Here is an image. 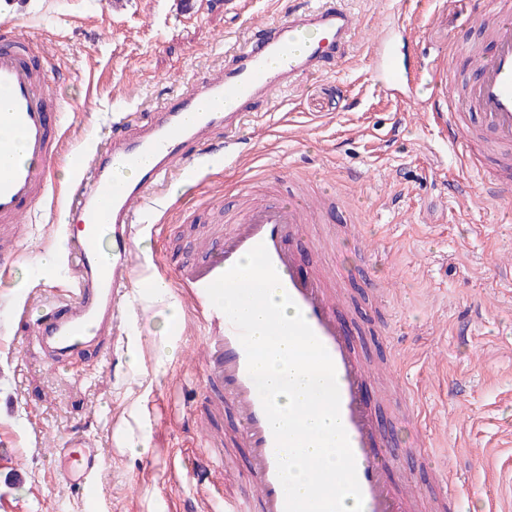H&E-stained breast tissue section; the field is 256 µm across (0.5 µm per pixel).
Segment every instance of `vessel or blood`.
I'll use <instances>...</instances> for the list:
<instances>
[{
  "instance_id": "1",
  "label": "vessel or blood",
  "mask_w": 512,
  "mask_h": 512,
  "mask_svg": "<svg viewBox=\"0 0 512 512\" xmlns=\"http://www.w3.org/2000/svg\"><path fill=\"white\" fill-rule=\"evenodd\" d=\"M420 7V0H400L372 41L373 63L386 78V90L404 91L405 111L437 114L442 140L467 164L478 149L464 129L463 111H478L483 139L499 150L492 179L499 188H511L512 0H473L471 18L492 23L490 47L470 57L474 78L460 99L444 77L453 62L450 52L438 53L437 75L428 87L420 79L423 63L409 65L400 56L399 44L408 37L403 17ZM357 28L340 0L289 10L286 20L255 27L232 66L156 107L145 124L113 125L106 142L74 162L79 189L71 207L83 214L86 230L69 240L64 293L35 323L32 339L54 361L93 342L108 348L130 286L137 283L147 290L155 282L172 281L203 328L201 393L233 413L237 442L249 450L246 481L235 497L220 496L222 484L211 471L193 472L197 484L217 489L213 499L217 512H285L277 446L248 373L245 350L236 328L207 293L212 282L260 244L269 254L282 291L300 308L334 362L340 417L355 458L363 512H415L425 493L411 478H392L398 450L382 445L384 436L365 399L371 374L347 335L340 299L322 273L297 274L300 254L293 244L303 235L317 198L298 192L282 195L275 188L276 177L265 176L273 192L257 200L253 183H245L240 192L244 206L223 237L199 245L197 263L174 268L159 263L142 277L131 263L135 218L162 202L159 189L165 179L171 175L198 179L212 163L204 147L219 132L224 135L220 157L225 166L235 165L240 154L236 131L251 116L253 105L302 77L322 72L326 64L341 61ZM0 92L7 98V109L0 113V224H14L53 187L47 162L57 152L59 137L52 132L47 69L32 62L25 38L5 30L0 32ZM14 132L21 136L27 161L14 156L10 138ZM146 154L153 157V165L140 168L138 179L127 182L126 170ZM53 458L76 490L83 512H99L93 475L101 457L93 439L76 437L54 449Z\"/></svg>"
}]
</instances>
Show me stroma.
<instances>
[{
	"label": "stroma",
	"instance_id": "35a3bbf8",
	"mask_svg": "<svg viewBox=\"0 0 512 512\" xmlns=\"http://www.w3.org/2000/svg\"><path fill=\"white\" fill-rule=\"evenodd\" d=\"M224 2L191 0L185 10L181 0H0V25L50 52L64 125L51 162L55 185L14 228L20 254L0 284V512H78L51 451L79 435L102 451V512H209L208 488L189 477L215 462L195 421L207 418L220 438L232 420L197 393L201 326L162 358L161 308L137 316L135 298L119 316L112 354L91 348L54 364L18 320L36 322L61 295L63 280L34 271L63 225H79L69 209L74 158L112 124L147 120L174 92L232 65L254 26L285 19L298 0H248L239 13ZM398 2L344 0L359 20L345 61L258 104L265 129H241L242 165L212 167L199 187L168 178V207L151 218L156 233H136L134 259L196 262L197 243L223 231L225 209L261 170L334 191L323 221L331 247L316 253L297 241L299 271L323 261L344 270L342 319L355 348L399 374L389 401L379 385L366 388L386 438L403 448L427 438L453 465L448 478L407 457L399 469L438 494L463 490L472 512H487L492 500L498 512H512V268L492 262L512 259V203L479 200L477 177L435 125L399 111L373 82L368 46ZM470 9L466 0H427L425 14L405 22L421 53L446 45L464 61L482 40ZM385 278L395 289L387 300L376 289ZM133 441L146 453L130 455Z\"/></svg>",
	"mask_w": 512,
	"mask_h": 512
}]
</instances>
